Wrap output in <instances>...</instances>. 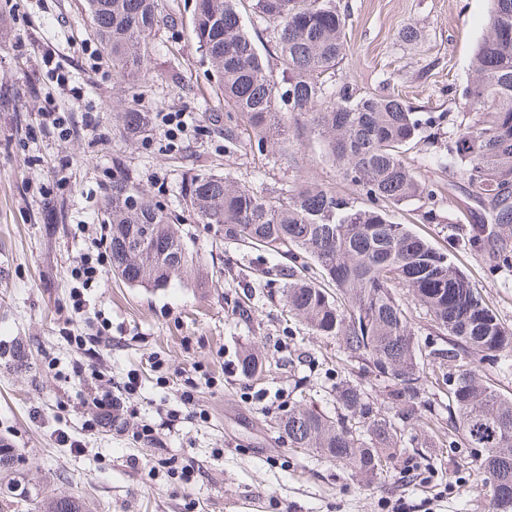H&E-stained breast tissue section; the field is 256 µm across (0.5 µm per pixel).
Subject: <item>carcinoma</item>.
<instances>
[{
    "label": "carcinoma",
    "mask_w": 512,
    "mask_h": 512,
    "mask_svg": "<svg viewBox=\"0 0 512 512\" xmlns=\"http://www.w3.org/2000/svg\"><path fill=\"white\" fill-rule=\"evenodd\" d=\"M487 34L477 45L475 78L462 91L474 118L456 125L445 152L432 159L443 171L456 169L463 184H425L405 158L420 131L414 109L395 92L356 96L329 90L345 53V18L333 0H251L273 24L284 91L241 20L243 0H195L192 35L217 78L231 111L224 115V147L246 146L260 155L288 141L291 125L319 137L347 190L298 179L266 194L214 172L191 173L180 187L187 212L216 227L224 240L259 247L286 261L284 298L289 311L312 331L339 340L348 357L381 385L388 410L361 383L336 384V415L299 403L278 421L295 448L336 462L351 475L381 480L402 464L420 474L427 454L408 448L405 433L425 405L423 351L402 286L448 337L449 411L460 445L480 459L491 512H512V396L484 380L480 363L512 357V328L486 304L476 285L448 253L403 224L389 208L412 200L436 204L458 190L484 210L471 227L477 246L486 225L512 229V42L495 36L512 28V0H491ZM84 10L102 53L112 63V81L133 88L148 75L149 35L167 16L158 0H84ZM116 127L130 136L146 132L150 113L137 108L114 113ZM102 223L112 274L137 263L133 287L164 288L178 279L210 288L213 278L194 259L171 226L169 212L154 201L121 163ZM157 235L163 257L126 250L144 227ZM244 376L262 362L253 352L239 359ZM39 512H89L76 497L37 502Z\"/></svg>",
    "instance_id": "carcinoma-1"
}]
</instances>
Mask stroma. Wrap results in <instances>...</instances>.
Returning a JSON list of instances; mask_svg holds the SVG:
<instances>
[{
    "label": "stroma",
    "mask_w": 512,
    "mask_h": 512,
    "mask_svg": "<svg viewBox=\"0 0 512 512\" xmlns=\"http://www.w3.org/2000/svg\"><path fill=\"white\" fill-rule=\"evenodd\" d=\"M194 0H159L168 26L156 30L150 75L137 88L112 84L96 54L73 46L92 34L84 0H0V439L19 454V470L39 498L82 497L91 512H487L465 452L432 449L423 478L393 470L371 484L327 459L292 447L277 429L301 394L335 408L333 387L356 379L336 338L291 318L285 281L269 252L225 242L191 217L174 231L216 287L180 281L131 287L103 264L81 309L70 297L85 257L105 246L101 213L121 161L162 206L181 211L186 172H219L255 190L297 176L345 189L338 167L315 137L291 141L303 170L246 148L224 149V102L191 34ZM346 18V55L336 85L357 95L398 90L423 120L408 156L428 183L451 172L427 163L467 117L462 91L486 34L489 0H336ZM415 30V40L405 33ZM61 107L68 137H48L41 115ZM151 114L144 134L113 124L114 108ZM99 118L100 139L85 131ZM178 112L186 131L169 141L160 116ZM421 201L389 212L447 252L512 327V268L497 264V238L468 242L479 206L440 200L423 221ZM254 348L267 372L243 376L238 358ZM429 403L418 419L447 440V368L427 365ZM136 375V392L125 389ZM125 399L132 413L113 426L92 407L96 388Z\"/></svg>",
    "instance_id": "35a3bbf8"
}]
</instances>
